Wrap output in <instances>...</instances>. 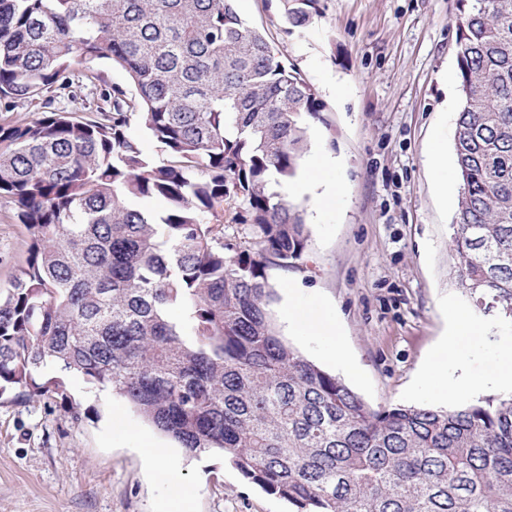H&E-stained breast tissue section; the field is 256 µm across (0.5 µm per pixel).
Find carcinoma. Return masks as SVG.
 I'll list each match as a JSON object with an SVG mask.
<instances>
[{"instance_id":"carcinoma-1","label":"carcinoma","mask_w":512,"mask_h":512,"mask_svg":"<svg viewBox=\"0 0 512 512\" xmlns=\"http://www.w3.org/2000/svg\"><path fill=\"white\" fill-rule=\"evenodd\" d=\"M457 10L450 251L458 285L512 320V0ZM319 13L279 0L286 33ZM323 111L234 0H0V195L30 236L0 293V394L63 396L56 373H76L293 512H512V394L374 410L280 338L271 274L309 237L285 187Z\"/></svg>"}]
</instances>
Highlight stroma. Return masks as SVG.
<instances>
[{
	"mask_svg": "<svg viewBox=\"0 0 512 512\" xmlns=\"http://www.w3.org/2000/svg\"><path fill=\"white\" fill-rule=\"evenodd\" d=\"M316 89L326 110L310 149L336 160L342 194L315 211L302 198L308 246L296 268L272 277L274 313L285 300L336 320L347 359L328 361L324 340L277 321L281 338L340 377L373 409L433 406L424 374L453 335L451 313L485 324L472 363L493 374L512 348V323L481 313L459 288L449 243L460 191L455 167L433 177L434 144L453 151L460 110L456 0H321V13L283 33L278 0H235ZM0 198V289L26 265L29 235ZM68 395H0V512H289L287 501L246 480L222 456L187 454L123 398L70 374ZM167 448L155 471L144 448Z\"/></svg>",
	"mask_w": 512,
	"mask_h": 512,
	"instance_id": "35a3bbf8",
	"label": "stroma"
}]
</instances>
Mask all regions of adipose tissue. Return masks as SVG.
<instances>
[{"mask_svg": "<svg viewBox=\"0 0 512 512\" xmlns=\"http://www.w3.org/2000/svg\"><path fill=\"white\" fill-rule=\"evenodd\" d=\"M335 167L336 163L330 157H313L306 170L299 172L291 184V192L296 195L314 194L317 206H325L342 191L333 175ZM456 328L469 337L472 347L461 349L453 336L440 346L426 376L432 397L452 401L486 388L512 390V350L502 352L499 366L492 376H474L469 370L472 349L483 341L484 332L465 315L457 317Z\"/></svg>", "mask_w": 512, "mask_h": 512, "instance_id": "obj_1", "label": "adipose tissue"}]
</instances>
